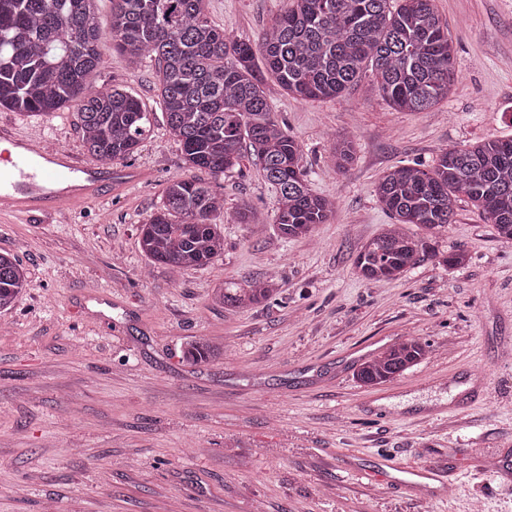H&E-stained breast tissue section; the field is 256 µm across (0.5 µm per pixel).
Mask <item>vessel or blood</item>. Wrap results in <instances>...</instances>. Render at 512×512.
Wrapping results in <instances>:
<instances>
[{
    "instance_id": "vessel-or-blood-1",
    "label": "vessel or blood",
    "mask_w": 512,
    "mask_h": 512,
    "mask_svg": "<svg viewBox=\"0 0 512 512\" xmlns=\"http://www.w3.org/2000/svg\"><path fill=\"white\" fill-rule=\"evenodd\" d=\"M0 142L7 146L0 152V211L22 220L53 216L62 205L96 201L146 177L139 167L104 166L79 160L67 149L43 148L10 124H0Z\"/></svg>"
}]
</instances>
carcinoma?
Instances as JSON below:
<instances>
[{
  "label": "carcinoma",
  "mask_w": 512,
  "mask_h": 512,
  "mask_svg": "<svg viewBox=\"0 0 512 512\" xmlns=\"http://www.w3.org/2000/svg\"><path fill=\"white\" fill-rule=\"evenodd\" d=\"M97 2L0 0V107L49 115L75 105L86 152L102 164L124 162L150 131V113L128 86H96L90 78L109 51L132 66L155 61L162 113L187 173L166 180L159 210L140 225L138 243L153 264L172 273L224 254L217 217L234 224L267 220L247 201L224 209L221 181L247 155L277 192L271 217L284 237L308 236L333 213V201L306 183L302 146L273 112L266 76L297 99L334 100L356 86L367 67L370 91L405 112L429 111L448 97L454 80L455 47L434 0H292L256 44L212 24L206 0H111L105 30ZM352 155L351 140L336 142L335 165L345 167ZM375 195L396 223L357 256L356 268L368 280L392 279L437 256L406 226L447 229L461 196L512 241V138L448 148L430 166L394 167L379 179ZM279 281L273 272L231 282L215 290L212 302L224 308L262 303L278 295ZM24 282L15 256L0 253L1 312L13 306ZM430 353L425 340H399L362 363L357 379L386 383ZM185 355L193 365L206 363L223 357L224 346L198 336Z\"/></svg>",
  "instance_id": "obj_1"
}]
</instances>
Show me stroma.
Masks as SVG:
<instances>
[{
    "mask_svg": "<svg viewBox=\"0 0 512 512\" xmlns=\"http://www.w3.org/2000/svg\"><path fill=\"white\" fill-rule=\"evenodd\" d=\"M289 3L207 0V14L255 42ZM434 4L456 75L431 111L389 107L367 72L334 100L267 84L310 188L336 201L329 221L302 238L225 224L223 256L173 275L138 246L166 180L183 171L156 66L108 55L94 82L124 83L151 113L131 160L147 178L46 222L0 213V252L25 273L0 312V512H512V241L463 200L436 246L465 250L466 267L428 258L379 282L355 269L362 244L392 221L374 196L387 169L512 138V0ZM0 122L84 152L74 110L0 109ZM342 136L354 145L343 172L331 161ZM223 185L225 208L275 207L252 158ZM271 271L282 277L275 300L212 303L217 286ZM197 336L223 343V358L187 364ZM412 336L431 344L426 359L381 385L358 381L361 359ZM382 458L439 469L450 484L368 485L362 473Z\"/></svg>",
    "mask_w": 512,
    "mask_h": 512,
    "instance_id": "1",
    "label": "stroma"
}]
</instances>
